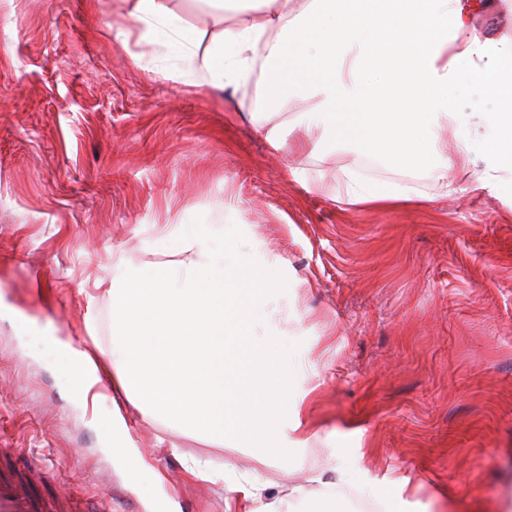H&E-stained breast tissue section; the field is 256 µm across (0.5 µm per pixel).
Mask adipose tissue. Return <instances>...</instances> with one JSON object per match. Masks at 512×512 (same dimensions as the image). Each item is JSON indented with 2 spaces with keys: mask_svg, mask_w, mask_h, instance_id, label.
<instances>
[{
  "mask_svg": "<svg viewBox=\"0 0 512 512\" xmlns=\"http://www.w3.org/2000/svg\"><path fill=\"white\" fill-rule=\"evenodd\" d=\"M233 22L204 37L187 28L164 0H133L129 14L185 52L197 74L194 87L224 89L245 80L265 54L266 96L303 95L314 102L308 125L343 143L408 168L424 170L445 191L448 173L472 162L468 120L449 91L467 80L494 95L497 112L486 120L490 165L512 164V43L483 38L474 24V0H208ZM277 39H270L271 31ZM380 79H367V65ZM458 132L455 143L441 128ZM410 186L354 183L348 203L410 200ZM177 260L159 270L142 267L109 280L112 348L105 365L89 351L67 345L58 352L76 389L112 373L115 394L143 419H164L190 436L229 441L239 448L295 447L280 418L299 411L303 398L288 372L253 337L266 311L271 284L231 248L215 251L206 236L187 232ZM196 479L224 480L232 495L226 512H293L308 485L323 499L346 500L344 475L315 472L290 496H274L249 474L220 471L193 459Z\"/></svg>",
  "mask_w": 512,
  "mask_h": 512,
  "instance_id": "obj_1",
  "label": "adipose tissue"
}]
</instances>
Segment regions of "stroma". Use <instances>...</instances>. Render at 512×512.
<instances>
[{"label":"stroma","instance_id":"35a3bbf8","mask_svg":"<svg viewBox=\"0 0 512 512\" xmlns=\"http://www.w3.org/2000/svg\"><path fill=\"white\" fill-rule=\"evenodd\" d=\"M477 25L512 40V0H481ZM191 29L223 24L205 0H165ZM126 0H0V448L36 469L39 498L68 491L110 512H226L223 481L187 459L257 471L272 495L332 467L352 482L408 478V512H512V168L487 167L492 95L456 87L474 167L444 197L425 171L307 126L311 103H270L261 77L187 92L192 70L146 43ZM180 70L184 80L164 79ZM285 135L273 149L252 115ZM411 184L426 198L376 207L338 201L348 177ZM207 234L273 283L255 337L286 363L307 440L288 458L229 448L131 404L140 459L104 451L112 379L76 408L57 346L112 357L109 265L172 260L182 231ZM163 486L152 482L153 472Z\"/></svg>","mask_w":512,"mask_h":512}]
</instances>
